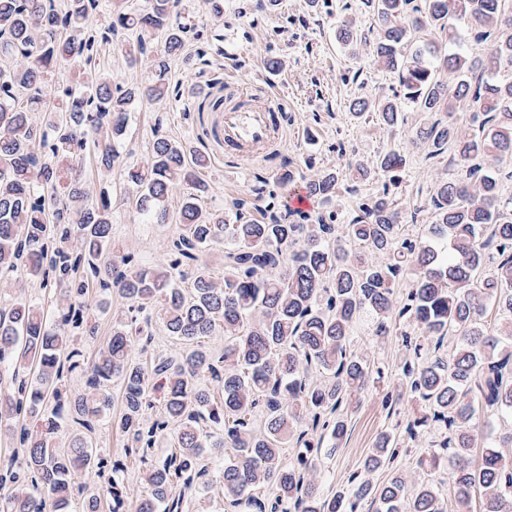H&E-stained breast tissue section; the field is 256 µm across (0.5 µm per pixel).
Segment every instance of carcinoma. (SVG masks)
Wrapping results in <instances>:
<instances>
[{
    "label": "carcinoma",
    "mask_w": 512,
    "mask_h": 512,
    "mask_svg": "<svg viewBox=\"0 0 512 512\" xmlns=\"http://www.w3.org/2000/svg\"><path fill=\"white\" fill-rule=\"evenodd\" d=\"M99 2L0 0V280L18 283L23 275L61 295L53 323L21 293L0 302V366L33 367L32 376L15 371L8 380L0 370V419L12 422L22 468L0 469V488H9L0 512H45L48 501L53 512H68L77 493L85 512H100L104 498L112 501L109 512L123 506L124 489L113 476L102 493L83 494L76 475L103 473L107 460L81 432L68 447L55 446L64 411L86 431L106 420L124 438L126 455L143 463L160 441L173 439L175 451L147 469L149 493L134 512H178L173 490H189L205 475L208 448L232 449L222 472L224 501L241 512H358L365 501L376 512H446L433 485H410L396 468L381 485L367 478L400 456L401 441L387 432L347 488L325 496L314 476L323 441L347 432L353 397L389 370L356 349L361 313L377 322L375 342L393 334L402 353L383 407L391 414L408 399L427 405L431 416L405 426L411 440L430 419L443 426L433 461L470 455L481 416L512 419V198L501 191L503 177L512 175V0H359L372 28L365 32L348 19L336 26V41L347 49L369 46L375 63L396 71L402 92L377 103L356 98L353 114L373 108L379 126L395 135L404 109L420 112L411 139L431 147L432 158L450 154L451 173L431 196L428 242L408 236L390 196L403 166L396 150L370 165L355 163L361 177L382 186L344 224L331 211L303 224L272 214L242 224L201 207L205 185L197 173L208 157L161 133L159 118L147 161L125 167L124 181L154 224L166 222L175 186L193 193L166 256L148 268L129 254L112 255L111 197L90 190L80 162L88 153L97 171L112 170L134 100H181V87L167 79L171 64L189 60L191 41L197 58L208 55L204 32L222 18L224 4L210 0V18L198 23L187 0H148L140 10L111 0L104 19ZM120 34L130 61H148V84L114 86L98 69L100 52ZM465 36L490 44L489 51L448 52ZM55 69L77 79L52 82ZM445 70L454 83L440 79ZM464 109L473 113L466 127L454 120ZM436 112L448 113V122L433 119ZM307 188L331 202L343 183L329 171ZM221 239L224 281L216 282L201 261ZM191 266L197 272L186 290L178 277ZM114 292L133 310L158 307L168 334L192 350L149 365L133 355L144 328L135 319L118 323L84 393L73 397L68 373L84 357L71 341L95 334L89 298ZM491 306L498 313L492 330L483 321ZM219 329L224 353L213 357L201 339ZM206 372L219 385L218 401L196 383ZM152 375L163 380L162 415L154 420ZM114 377L121 407L112 415ZM287 446L294 455L284 460ZM505 448H512V429L485 438L478 467L456 469L455 512H472L477 490L480 512H512ZM261 487L271 491L266 500L257 495Z\"/></svg>",
    "instance_id": "obj_1"
}]
</instances>
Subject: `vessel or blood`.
<instances>
[{"label": "vessel or blood", "instance_id": "obj_1", "mask_svg": "<svg viewBox=\"0 0 512 512\" xmlns=\"http://www.w3.org/2000/svg\"><path fill=\"white\" fill-rule=\"evenodd\" d=\"M257 97L247 107L224 110V152L239 160L265 159L277 147L281 100L270 92H258Z\"/></svg>", "mask_w": 512, "mask_h": 512}]
</instances>
